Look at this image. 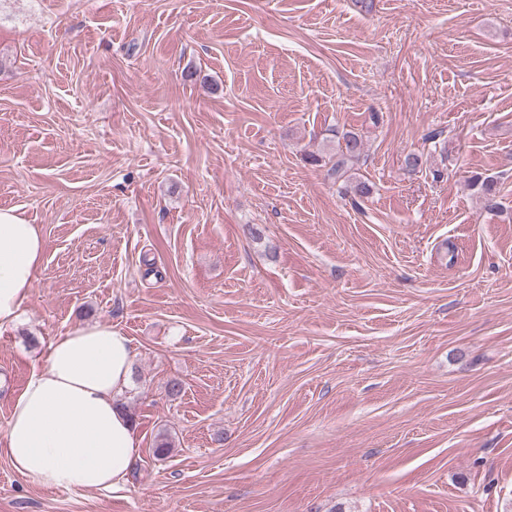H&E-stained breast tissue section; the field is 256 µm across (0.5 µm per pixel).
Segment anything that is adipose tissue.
<instances>
[{"mask_svg": "<svg viewBox=\"0 0 512 512\" xmlns=\"http://www.w3.org/2000/svg\"><path fill=\"white\" fill-rule=\"evenodd\" d=\"M45 242L15 207H0V332L29 300ZM136 351L108 323H81L47 347L12 401L0 452L27 484L41 489H119L140 455L137 426L120 396Z\"/></svg>", "mask_w": 512, "mask_h": 512, "instance_id": "ef3b65f1", "label": "adipose tissue"}]
</instances>
